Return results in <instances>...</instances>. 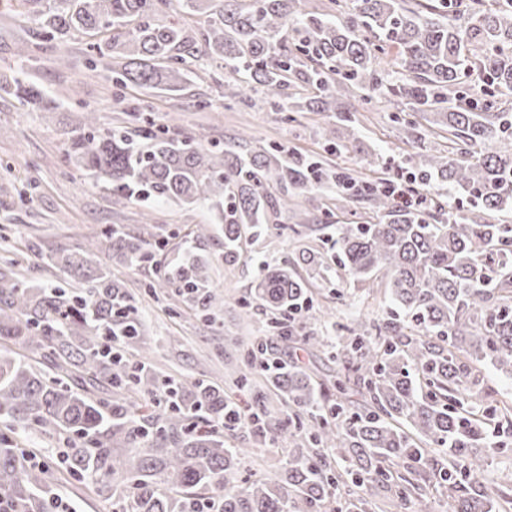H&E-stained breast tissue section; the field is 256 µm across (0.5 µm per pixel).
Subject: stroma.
<instances>
[{
    "label": "stroma",
    "instance_id": "stroma-1",
    "mask_svg": "<svg viewBox=\"0 0 512 512\" xmlns=\"http://www.w3.org/2000/svg\"><path fill=\"white\" fill-rule=\"evenodd\" d=\"M87 43L81 34L61 44L37 40L32 24L16 6L0 0V75H14L38 85L60 105L55 112H33L13 96L0 93V254L9 250L24 256L20 273L25 284L63 280L64 271L50 266L48 255L86 241L109 224H122L139 233L148 222L184 231L219 221L217 213L203 205H113L111 195L92 176L65 162L64 132L82 122L87 112H95L102 127L114 128L126 125L128 109L141 101L160 122L169 123L184 136L220 144L242 138L276 142L316 154L326 150L321 136L325 115L299 112L290 121L285 113L271 111L257 95L246 104L225 107L218 92L225 72L217 65L196 67L179 92L133 85L119 90L86 70ZM23 44L30 53L25 63L18 58ZM354 132L365 149L382 156L386 168L409 166L406 135L393 121L389 104L357 113ZM334 198V193L325 190L296 195L293 210L251 236L235 264H225L222 258L223 237L202 245L215 285L229 298L209 321L187 308L173 312L175 299L168 293L145 294L142 286L154 278V266L133 268L110 262L113 277L122 280L135 296L145 322L143 348L153 370L180 380L204 379L223 387L226 396H238L225 372L228 364L237 363L246 343L266 333L268 315L252 296L264 261L289 259L292 268L314 283L316 300L331 305L333 313L328 317L305 313L308 331L336 341L354 319L384 315L389 305L384 283L348 277L337 264L326 260L328 245L313 230L317 224H372L377 217L361 201L335 209ZM287 360L304 368L318 383L345 374L327 353H309L299 342L290 345ZM466 395L480 406L493 399L511 400L512 376L491 364H481L480 382L469 385ZM19 440L22 447L35 450L40 468L70 512H112L111 500L99 493L92 481L66 471L60 457L67 445L66 434L49 437L29 430L20 433Z\"/></svg>",
    "mask_w": 512,
    "mask_h": 512
}]
</instances>
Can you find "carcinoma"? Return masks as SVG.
I'll use <instances>...</instances> for the list:
<instances>
[{
    "label": "carcinoma",
    "mask_w": 512,
    "mask_h": 512,
    "mask_svg": "<svg viewBox=\"0 0 512 512\" xmlns=\"http://www.w3.org/2000/svg\"><path fill=\"white\" fill-rule=\"evenodd\" d=\"M40 40L68 35L109 37L90 44L85 68L104 72L115 86L171 89L202 57L228 71L224 98L243 100L262 90L276 112H334L323 136L349 128L374 97L398 99L395 121L407 130L420 116L448 133L451 149L421 154L409 168L413 186L432 193L443 184L477 200L480 212L445 210L437 200L424 211L403 207L380 182L350 168L291 153L277 143L237 142L222 149L204 138H180L147 113H128L131 127L105 129L95 113L66 132V155L125 206L208 204L224 212V262L238 260L241 228L260 230L269 211H288L290 190L342 186L336 207L368 203L376 224L346 227L329 255L354 279L386 280L391 308L369 324L346 327L333 343L305 335L352 375L329 401L310 376L287 365L276 343L294 339L291 315L314 308L310 283L283 261L262 263L253 297L270 314L269 340L251 345L228 377L253 394L247 428L257 442L289 448L275 479H249L241 460L252 448H226L215 426L234 430L224 391L204 381L162 378L145 364L143 324L127 286L112 280L105 256L128 265L151 262L157 279L145 292L171 291L189 308L213 311L222 294L211 264L196 246L215 228L197 224L174 260L158 256L167 233L131 235L110 224L100 236L50 255L70 281L23 285L21 260L0 255V342L33 346L50 361L44 374L0 354V420L17 432L36 428L67 433L65 464L103 489L112 512H373L368 490H390L405 512L435 484L448 485L449 512H493L509 496L512 478L476 481L486 461L508 444L484 448L488 429H512V405L484 409L459 390L478 379L476 364L490 361L512 374V225L483 215L512 208V113L499 97L512 93V0H331L335 13L318 16L309 0H25ZM197 3L206 5L201 38L179 22L162 20ZM477 82L480 95L469 92ZM0 91L41 112L57 105L17 77ZM276 188L278 195L270 194ZM410 317L409 321L400 315ZM259 370L285 402L274 410L263 386L245 368ZM159 409L140 414L142 404ZM339 458L345 468L332 466ZM44 472L22 464L14 448H0V495L20 512H50L36 494Z\"/></svg>",
    "instance_id": "obj_1"
}]
</instances>
